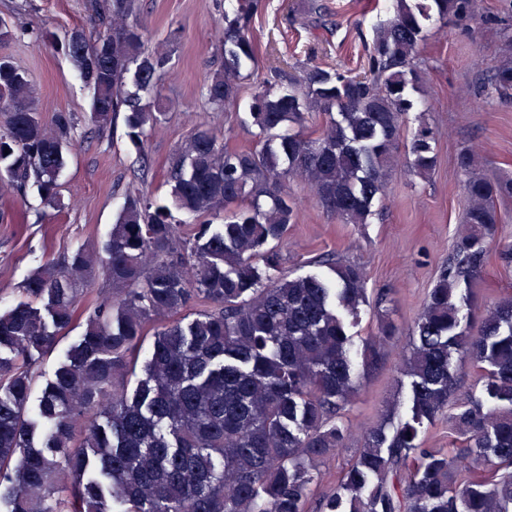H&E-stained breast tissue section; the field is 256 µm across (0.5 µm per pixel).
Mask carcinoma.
<instances>
[{
  "instance_id": "obj_1",
  "label": "carcinoma",
  "mask_w": 512,
  "mask_h": 512,
  "mask_svg": "<svg viewBox=\"0 0 512 512\" xmlns=\"http://www.w3.org/2000/svg\"><path fill=\"white\" fill-rule=\"evenodd\" d=\"M257 2L236 0L224 14V69L205 83L214 112L236 102L242 63L254 58ZM132 13V0H107L96 38L76 29L60 46L93 91L91 122L105 129L124 113L141 149L162 116L151 98L168 57L143 50ZM450 18H474L473 0H394L393 16L374 30L367 72L310 66L297 89L256 92L255 146L230 149L215 129H197L169 163L171 205L130 195L103 253L78 249L28 276L20 299L0 309V512H306L324 480L320 464L347 453L318 512H512V297L482 309L473 299L503 223L496 201L512 197V179L481 173L471 147L456 154L467 232L400 356L409 393L397 423L391 410L373 423L345 421L400 334L380 313L356 364L349 329L366 302L363 269L338 261L332 281L271 275L282 256L269 244L300 210L288 179H304L342 223H367L397 165L427 22ZM493 89L512 97V63L494 67ZM0 112V189L30 183L59 203L73 118L44 122L29 74L2 57ZM311 112L327 118L317 137L304 133ZM436 163L435 132L421 121L404 165L424 176ZM174 209L197 224L185 228ZM96 269L119 293L85 307ZM77 322L81 336L35 388L40 356ZM148 334L130 390L125 369ZM456 355L478 377L464 398ZM442 418L457 446L426 447L421 434Z\"/></svg>"
}]
</instances>
